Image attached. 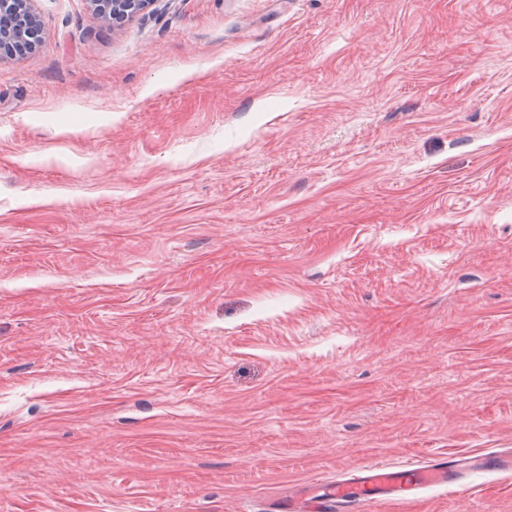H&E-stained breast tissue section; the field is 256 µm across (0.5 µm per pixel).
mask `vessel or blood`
Segmentation results:
<instances>
[{
	"label": "vessel or blood",
	"mask_w": 512,
	"mask_h": 512,
	"mask_svg": "<svg viewBox=\"0 0 512 512\" xmlns=\"http://www.w3.org/2000/svg\"><path fill=\"white\" fill-rule=\"evenodd\" d=\"M490 473L512 470V456L487 452L475 459ZM462 467L456 459L408 460L401 470L383 462L363 464L357 471L333 481L313 480L307 491L278 501L271 512H371L380 504L410 503L430 488L479 495L480 485L462 484Z\"/></svg>",
	"instance_id": "1"
}]
</instances>
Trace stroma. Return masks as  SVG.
<instances>
[{
  "label": "stroma",
  "instance_id": "1",
  "mask_svg": "<svg viewBox=\"0 0 512 512\" xmlns=\"http://www.w3.org/2000/svg\"><path fill=\"white\" fill-rule=\"evenodd\" d=\"M0 58V512H269L512 453V0H35ZM428 490L381 512H512ZM92 20L100 27L118 26L147 10L155 0H87ZM462 466L455 458L410 459L399 471L383 462L363 464L335 481L315 479L309 490L280 500L271 512H370L380 504L410 503L430 488L464 491L477 496L478 484H462Z\"/></svg>",
  "mask_w": 512,
  "mask_h": 512
}]
</instances>
